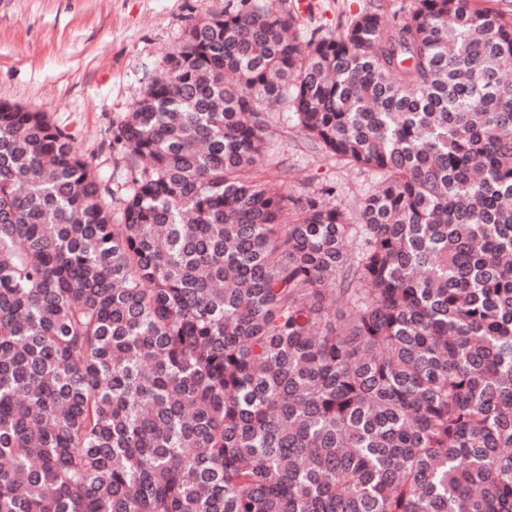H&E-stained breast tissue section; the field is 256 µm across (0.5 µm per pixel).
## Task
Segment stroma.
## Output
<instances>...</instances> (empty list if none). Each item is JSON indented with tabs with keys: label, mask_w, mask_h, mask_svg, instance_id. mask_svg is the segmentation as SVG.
Segmentation results:
<instances>
[{
	"label": "stroma",
	"mask_w": 512,
	"mask_h": 512,
	"mask_svg": "<svg viewBox=\"0 0 512 512\" xmlns=\"http://www.w3.org/2000/svg\"><path fill=\"white\" fill-rule=\"evenodd\" d=\"M374 0H313L307 13L297 0H275L297 16L301 35L339 32L341 24ZM228 0H0V100L48 113L69 133L122 196L129 171L112 151V130L178 49L200 13H223ZM268 167L283 171L282 190L303 198L328 185L350 223L371 190V174L310 149L285 113L264 116Z\"/></svg>",
	"instance_id": "1"
}]
</instances>
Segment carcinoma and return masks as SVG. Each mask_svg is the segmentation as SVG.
Here are the masks:
<instances>
[{"label": "carcinoma", "instance_id": "1", "mask_svg": "<svg viewBox=\"0 0 512 512\" xmlns=\"http://www.w3.org/2000/svg\"><path fill=\"white\" fill-rule=\"evenodd\" d=\"M511 69L479 0H237L121 118L117 219L0 101V512H512ZM271 103L360 223L264 175ZM274 9L291 12L297 17V27L301 35L309 36L318 32L320 35H336L347 19L352 18L372 5L373 0H312V11L301 13L298 0H270Z\"/></svg>", "mask_w": 512, "mask_h": 512}]
</instances>
